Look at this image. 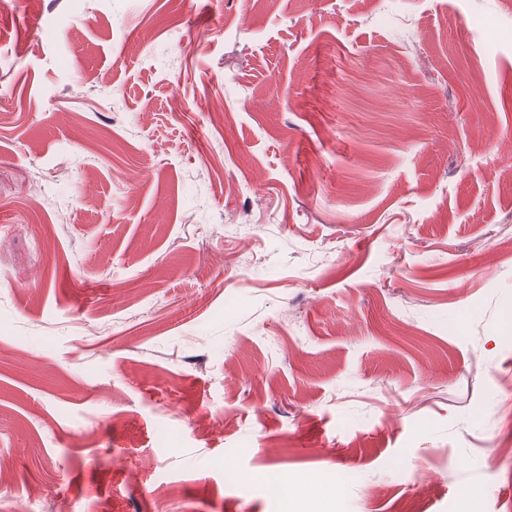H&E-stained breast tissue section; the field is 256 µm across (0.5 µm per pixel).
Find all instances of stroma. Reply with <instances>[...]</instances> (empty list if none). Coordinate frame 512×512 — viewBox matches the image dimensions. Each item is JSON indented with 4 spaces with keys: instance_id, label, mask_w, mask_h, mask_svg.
I'll return each mask as SVG.
<instances>
[{
    "instance_id": "obj_1",
    "label": "stroma",
    "mask_w": 512,
    "mask_h": 512,
    "mask_svg": "<svg viewBox=\"0 0 512 512\" xmlns=\"http://www.w3.org/2000/svg\"><path fill=\"white\" fill-rule=\"evenodd\" d=\"M511 236L506 0H0V512H512Z\"/></svg>"
}]
</instances>
